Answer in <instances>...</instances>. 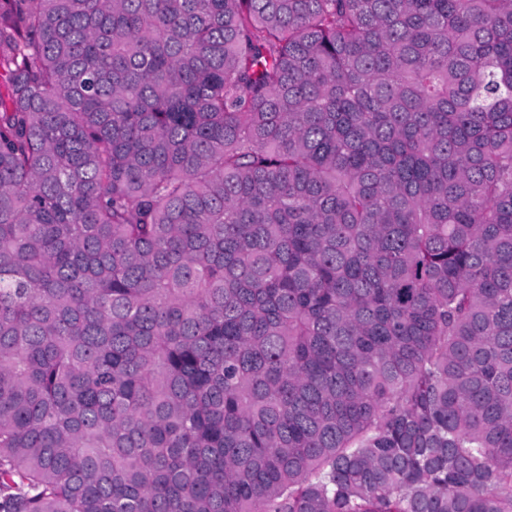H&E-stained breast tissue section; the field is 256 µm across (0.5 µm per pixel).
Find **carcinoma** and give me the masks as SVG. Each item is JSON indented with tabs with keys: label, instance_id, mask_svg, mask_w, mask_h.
<instances>
[{
	"label": "carcinoma",
	"instance_id": "carcinoma-1",
	"mask_svg": "<svg viewBox=\"0 0 512 512\" xmlns=\"http://www.w3.org/2000/svg\"><path fill=\"white\" fill-rule=\"evenodd\" d=\"M0 512H512V0H0Z\"/></svg>",
	"mask_w": 512,
	"mask_h": 512
}]
</instances>
